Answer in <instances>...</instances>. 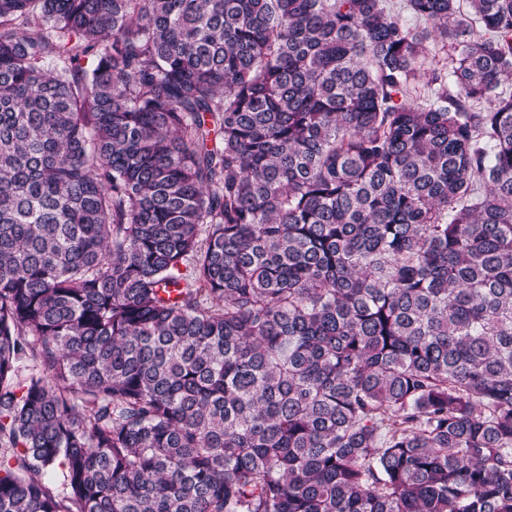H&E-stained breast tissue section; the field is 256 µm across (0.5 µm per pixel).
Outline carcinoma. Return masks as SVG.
<instances>
[{
  "instance_id": "cac0c4a2",
  "label": "carcinoma",
  "mask_w": 512,
  "mask_h": 512,
  "mask_svg": "<svg viewBox=\"0 0 512 512\" xmlns=\"http://www.w3.org/2000/svg\"><path fill=\"white\" fill-rule=\"evenodd\" d=\"M406 7L0 0V512H512V0Z\"/></svg>"
}]
</instances>
